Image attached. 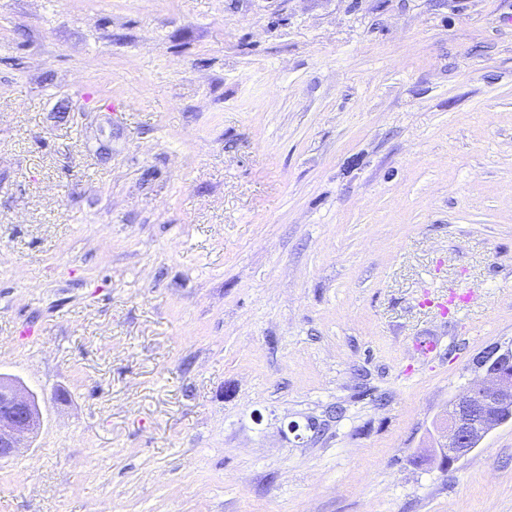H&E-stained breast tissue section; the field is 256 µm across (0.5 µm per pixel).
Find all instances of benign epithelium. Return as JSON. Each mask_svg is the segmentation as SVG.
<instances>
[{
  "mask_svg": "<svg viewBox=\"0 0 512 512\" xmlns=\"http://www.w3.org/2000/svg\"><path fill=\"white\" fill-rule=\"evenodd\" d=\"M485 379L454 398L440 419L441 435L434 452L441 465L451 468L473 451V430L481 438L502 425L495 415L512 412V347H495L484 356ZM0 459L12 457L34 434L40 422L35 397L19 382L0 376Z\"/></svg>",
  "mask_w": 512,
  "mask_h": 512,
  "instance_id": "1",
  "label": "benign epithelium"
}]
</instances>
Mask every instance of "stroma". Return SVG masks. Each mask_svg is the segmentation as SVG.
<instances>
[{
    "mask_svg": "<svg viewBox=\"0 0 512 512\" xmlns=\"http://www.w3.org/2000/svg\"><path fill=\"white\" fill-rule=\"evenodd\" d=\"M508 345L512 0H0V512H512ZM482 363L485 379L455 397L439 421L442 432L436 440L434 452L444 468L453 467L480 445L488 434L503 425L494 410L512 412V346L502 352L501 347L493 348L484 356ZM505 411L499 414L504 422L509 418ZM475 427L481 438L471 447ZM0 459L12 457L40 422L35 397L19 382L0 376ZM6 403V407L3 404Z\"/></svg>",
    "mask_w": 512,
    "mask_h": 512,
    "instance_id": "stroma-1",
    "label": "stroma"
}]
</instances>
